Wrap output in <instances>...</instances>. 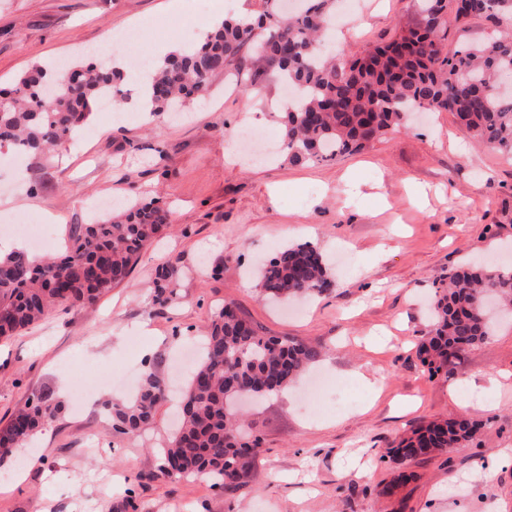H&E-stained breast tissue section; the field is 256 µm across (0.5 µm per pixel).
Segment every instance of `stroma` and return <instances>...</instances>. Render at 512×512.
Here are the masks:
<instances>
[{
  "instance_id": "obj_1",
  "label": "stroma",
  "mask_w": 512,
  "mask_h": 512,
  "mask_svg": "<svg viewBox=\"0 0 512 512\" xmlns=\"http://www.w3.org/2000/svg\"><path fill=\"white\" fill-rule=\"evenodd\" d=\"M0 0V86L37 63H71L101 49L103 35L133 27L138 50L184 47L187 28L204 31L217 12L253 15L260 0ZM335 36L337 59L363 53L418 19L415 0H353ZM281 87L255 90L217 80L181 115L137 124L96 110L90 123L48 155L0 153V224L52 217L58 244L98 217L94 203L156 200L171 228L143 251L128 279L92 307L57 310L0 341V420L59 381L96 382L37 434L24 461L1 467L0 512H118L133 493L138 512H512V320L455 362L429 375L416 356L428 332L427 304L450 270L477 257L512 265V157L477 144L451 113L423 116L359 153L292 165L282 151L250 159L239 139L249 111L280 143ZM303 241L329 261L336 285L310 300L272 306L256 268ZM183 277L171 306L153 302L157 269ZM266 335L319 346L321 355L284 394L248 404L256 437L250 488L228 495L203 478L161 475L160 450L176 413L129 437L107 430L99 411L130 397L145 371L165 374L206 335L225 301ZM379 381L377 390L358 380ZM501 387L491 406L465 408L464 381ZM466 415L475 441L409 466L400 483L386 448L419 424ZM393 494H384L387 484Z\"/></svg>"
}]
</instances>
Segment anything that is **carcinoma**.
Returning <instances> with one entry per match:
<instances>
[{"mask_svg": "<svg viewBox=\"0 0 512 512\" xmlns=\"http://www.w3.org/2000/svg\"><path fill=\"white\" fill-rule=\"evenodd\" d=\"M281 0H265L255 19L227 16L199 44L176 49L145 73L150 115L206 97L215 80L231 74L248 48L252 82L273 75L294 89L280 115L284 157L290 164L333 160L362 150L404 125L407 112H449L478 140L512 156V95L494 91L512 75V33L471 43L448 55V17L512 15V0H418V23L367 53L342 63L323 50V34L336 20V0H299L284 17ZM126 71L111 63L77 65L52 72L34 65L9 92L0 91V148L43 154L67 140L91 115V105L125 100ZM168 226L154 202L133 201L96 224H81L55 256L29 251L0 254V338L20 334L62 306L87 307L122 284L140 254ZM182 271L158 269L154 302L173 301ZM262 296L281 302L329 293L335 280L319 249L310 243L284 247L259 270ZM512 310V271L492 263L456 267L436 289L431 329L417 354L431 375L448 374L452 360L493 336L486 295ZM320 357V349L288 337L262 336L228 302L211 321L204 352L181 399L182 419L160 472L174 479L204 477L229 494L249 488L257 441H247L237 402L273 395L290 386ZM167 398V379L149 369L136 393L108 406L112 429L134 435L151 426ZM62 409L50 391L33 394L0 428V462L50 426ZM481 423L459 416L417 427L388 449L408 464L465 448Z\"/></svg>", "mask_w": 512, "mask_h": 512, "instance_id": "obj_1", "label": "carcinoma"}]
</instances>
